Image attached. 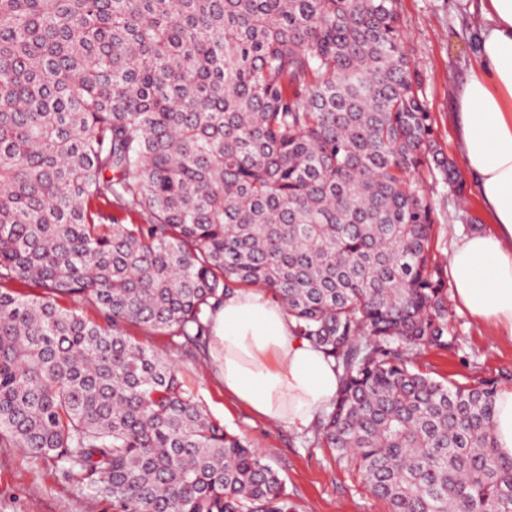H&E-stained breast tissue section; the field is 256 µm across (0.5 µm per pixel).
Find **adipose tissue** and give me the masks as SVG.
Masks as SVG:
<instances>
[{"label":"adipose tissue","mask_w":512,"mask_h":512,"mask_svg":"<svg viewBox=\"0 0 512 512\" xmlns=\"http://www.w3.org/2000/svg\"><path fill=\"white\" fill-rule=\"evenodd\" d=\"M479 6L485 24L458 91L457 147L492 226L459 238L448 270L455 300L512 337V0H479ZM212 324L226 393L299 432L331 409L339 390L333 361L294 334L264 291L235 290Z\"/></svg>","instance_id":"1"}]
</instances>
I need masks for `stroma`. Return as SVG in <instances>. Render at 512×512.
Returning <instances> with one entry per match:
<instances>
[{
  "label": "stroma",
  "mask_w": 512,
  "mask_h": 512,
  "mask_svg": "<svg viewBox=\"0 0 512 512\" xmlns=\"http://www.w3.org/2000/svg\"><path fill=\"white\" fill-rule=\"evenodd\" d=\"M403 39L419 73L422 92L432 112L439 145L452 162L454 183L428 182L421 190L436 214L434 251L447 260L452 240L488 229L470 173L456 147L453 112L456 92L473 64L482 25L478 0H399ZM454 349L422 350L418 362L439 380L471 385L495 382L512 388V340L490 325L474 321L458 303H451ZM130 339L164 354L185 387L209 413L265 453L278 471L295 512H388L359 477L338 463L335 452L319 447L312 431L297 432L285 424L265 422L224 394L216 363H202L167 336L136 326ZM0 512H112V502L68 475L62 465L35 458L23 449L0 446Z\"/></svg>",
  "instance_id": "35a3bbf8"
}]
</instances>
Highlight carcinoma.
<instances>
[{
  "mask_svg": "<svg viewBox=\"0 0 512 512\" xmlns=\"http://www.w3.org/2000/svg\"><path fill=\"white\" fill-rule=\"evenodd\" d=\"M400 26L398 0H0V444L114 512H294L125 332L206 358L252 286L334 361L314 439L389 512H512L497 386L417 366L456 342L418 189L453 171Z\"/></svg>",
  "mask_w": 512,
  "mask_h": 512,
  "instance_id": "obj_1",
  "label": "carcinoma"
}]
</instances>
